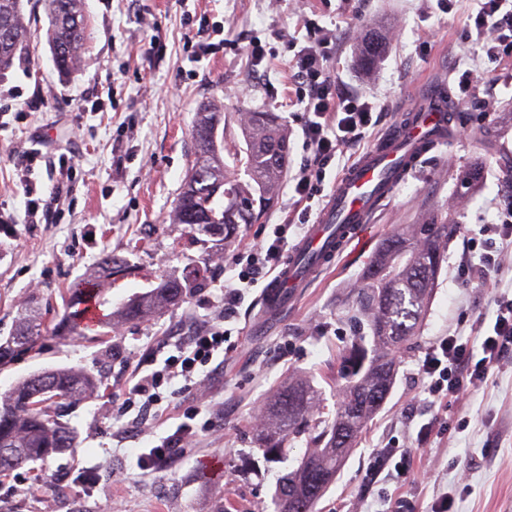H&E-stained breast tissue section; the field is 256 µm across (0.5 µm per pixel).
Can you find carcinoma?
<instances>
[{"mask_svg": "<svg viewBox=\"0 0 512 512\" xmlns=\"http://www.w3.org/2000/svg\"><path fill=\"white\" fill-rule=\"evenodd\" d=\"M47 41L56 68L67 74L79 60L86 17L82 0H47ZM384 29L372 27L360 37V59L366 72L375 70L386 47ZM29 52L27 25L21 0H0V75L14 60ZM221 112L208 105L197 113L192 129L195 155L206 156L213 174L196 178L197 165L178 195L174 223L187 225L188 235L230 240L241 225L254 224L274 203L286 173L288 132L272 112H244L243 133L246 178L231 174L220 154L223 146L206 141L203 134L219 128ZM457 231L455 224H413L389 236L370 261L357 289V311L372 338V353L365 336L354 337L349 362V384L333 417L320 415L317 391L298 381L279 391L268 403L259 424V448L269 459L286 452L288 440L303 435L318 443L287 473L274 495L275 512H313L322 492L353 448L358 433L387 396L395 370L391 352L410 344L425 312L435 278L446 259L445 247ZM108 276L123 275L127 267L112 254L101 257ZM197 276L169 277L124 307L117 317L127 321L148 319L179 302ZM79 313L67 310L55 324L58 332L81 328ZM41 338V319H23L12 336L0 341V363L33 349ZM96 387L95 380L67 369L48 370L18 382L0 397V477L28 462L72 447L70 429L46 402L57 399L71 405Z\"/></svg>", "mask_w": 512, "mask_h": 512, "instance_id": "obj_1", "label": "carcinoma"}]
</instances>
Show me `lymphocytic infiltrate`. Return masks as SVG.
<instances>
[{"label": "lymphocytic infiltrate", "mask_w": 512, "mask_h": 512, "mask_svg": "<svg viewBox=\"0 0 512 512\" xmlns=\"http://www.w3.org/2000/svg\"><path fill=\"white\" fill-rule=\"evenodd\" d=\"M478 2L473 23L464 33L461 55L474 54L491 62L512 57V0ZM332 43V37L317 28L298 52L300 101L306 114L302 136L310 158L292 182L297 202L302 206L298 220L303 224L309 221L311 204L319 183L325 179L327 165L338 151L362 141L378 108L372 97L346 89L326 71L324 60ZM46 160V153L36 147L17 154L15 169L24 197V214L19 217L0 211V224L20 220L27 224L50 223L61 195L56 191L38 192L33 178L36 168ZM288 230V225H275L272 241L248 251L246 265L238 272L236 283L224 289L223 326L197 327L191 335L176 341L174 354L165 359L161 368L137 371L131 384L125 387L121 412H135L137 420L143 421L163 403L164 388L176 384L181 393L190 394L201 386L206 378L205 367L228 353L226 322L236 317L251 288L277 271L286 259L291 248ZM480 234L482 253L473 280L483 288L502 270L501 257L493 252L496 240H512V200L501 209L499 222L483 225ZM491 302L494 320L481 330L477 341L454 335L441 337L421 364L419 375L424 390L434 401L465 406L512 353V297L497 292ZM196 435L194 425L180 423L172 434L138 453V466L146 470L167 466L183 442Z\"/></svg>", "instance_id": "f902f5d3"}]
</instances>
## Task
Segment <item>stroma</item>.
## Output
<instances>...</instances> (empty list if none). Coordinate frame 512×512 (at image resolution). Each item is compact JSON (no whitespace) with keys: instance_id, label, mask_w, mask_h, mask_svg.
I'll list each match as a JSON object with an SVG mask.
<instances>
[{"instance_id":"obj_1","label":"stroma","mask_w":512,"mask_h":512,"mask_svg":"<svg viewBox=\"0 0 512 512\" xmlns=\"http://www.w3.org/2000/svg\"><path fill=\"white\" fill-rule=\"evenodd\" d=\"M32 26L29 64L15 62L0 77L18 101L41 98V110L11 120L0 131V208L22 211L14 158L32 136L48 147L68 143L76 158L69 174L39 169L37 187H60L64 203L50 224H14L0 230V339L10 336L31 310L43 316L38 347L0 365V395L23 379L66 368L93 376L98 389L61 408L74 432L73 449L31 462L0 479V512H45L47 500L62 512H274L278 477L309 450L307 437L290 440L288 458L264 459L255 443V412L288 382L303 378L318 392L324 415H333L347 385L344 358L360 331L357 286L369 261L397 228L430 220L462 224L471 232L496 223L512 181L503 177L512 162V61L484 64L469 103L458 102V79L469 60L458 50L464 25L477 0H454L442 12L436 0H84L88 20L78 66L60 76L46 40L45 0H23ZM313 20L336 35L325 64L346 86L381 100L383 110L359 146L336 155L326 169L322 197L361 154L375 147L396 124L400 110L436 85L456 98V117L439 146L426 153L402 179L363 237L317 277L297 304L279 318H266L261 292L253 290L230 323L233 352L224 367L194 395L163 402L141 431L126 436L128 416L120 415L119 394L133 372L162 366L174 349L169 340L217 318L224 287L238 273L233 259L246 246L268 240L293 207V192L282 184L279 199L258 223L243 227L207 261L203 280L182 303L160 317L121 323L118 332L97 325L77 334H58L54 319L66 309L68 288L96 276L102 253L129 266L98 294L103 314L182 275L202 254L187 241L185 225L173 223L177 195L194 160L192 125L201 105L224 114L225 164L244 145L238 115L262 110L278 115L290 134L288 169L296 171L308 152L301 128L303 106L296 96L295 44ZM224 26V41L207 33ZM381 23L391 31L373 78L357 67V32ZM155 54L145 58L144 44ZM261 44V59L251 55ZM198 52V65L186 56ZM97 91L93 111L79 110L81 93ZM481 174L462 184L463 173ZM462 236H454L432 287L426 312L410 349L396 359L393 385L368 420L316 512H385L389 499L406 497L412 512H429L448 494L452 512H512V362L467 409L431 403L418 369L438 339L448 334L475 338L478 320L492 318L489 293L466 286ZM195 410V425L213 431L188 442L168 467L140 470L138 448L172 433L183 414ZM449 423L445 434L418 447L419 426L431 417ZM410 451L406 481H370L366 468L387 443ZM221 459L224 472L211 476L205 460Z\"/></svg>"}]
</instances>
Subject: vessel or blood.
I'll return each mask as SVG.
<instances>
[{
    "label": "vessel or blood",
    "mask_w": 512,
    "mask_h": 512,
    "mask_svg": "<svg viewBox=\"0 0 512 512\" xmlns=\"http://www.w3.org/2000/svg\"><path fill=\"white\" fill-rule=\"evenodd\" d=\"M446 127V108L436 92L423 112L404 116L378 147L359 157L337 182L317 223L308 226L287 262L266 284L262 297L266 311L287 309L299 289L307 287L343 253L392 196L402 170L422 158V145Z\"/></svg>",
    "instance_id": "obj_1"
}]
</instances>
